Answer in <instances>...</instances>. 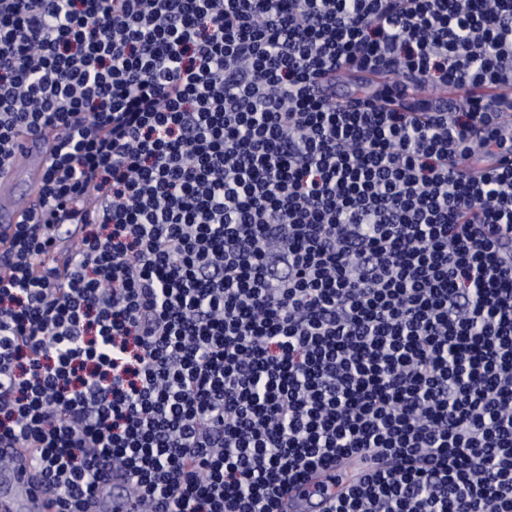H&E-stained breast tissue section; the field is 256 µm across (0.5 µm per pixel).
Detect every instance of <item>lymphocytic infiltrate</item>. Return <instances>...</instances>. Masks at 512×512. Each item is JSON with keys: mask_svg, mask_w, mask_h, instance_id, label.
I'll list each match as a JSON object with an SVG mask.
<instances>
[{"mask_svg": "<svg viewBox=\"0 0 512 512\" xmlns=\"http://www.w3.org/2000/svg\"><path fill=\"white\" fill-rule=\"evenodd\" d=\"M510 117L512 0H0V451L57 512H512ZM45 144L44 140L33 137H23L20 140L18 154L21 155L22 165L13 167L9 172L0 176V236L11 235L14 224H20L24 211L14 203L18 188L22 187L28 201L36 198V181L42 165ZM29 169L25 182L21 181V172Z\"/></svg>", "mask_w": 512, "mask_h": 512, "instance_id": "f902f5d3", "label": "lymphocytic infiltrate"}]
</instances>
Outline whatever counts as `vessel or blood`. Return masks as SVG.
Wrapping results in <instances>:
<instances>
[{"instance_id": "obj_1", "label": "vessel or blood", "mask_w": 512, "mask_h": 512, "mask_svg": "<svg viewBox=\"0 0 512 512\" xmlns=\"http://www.w3.org/2000/svg\"><path fill=\"white\" fill-rule=\"evenodd\" d=\"M43 139L25 137L19 144L21 168L0 175V236L11 235L15 224L21 223L24 212L14 202L17 192L28 199L36 197V181L42 165ZM11 468L0 471V512H56L55 498L44 491L33 470L32 452L27 448H11Z\"/></svg>"}]
</instances>
